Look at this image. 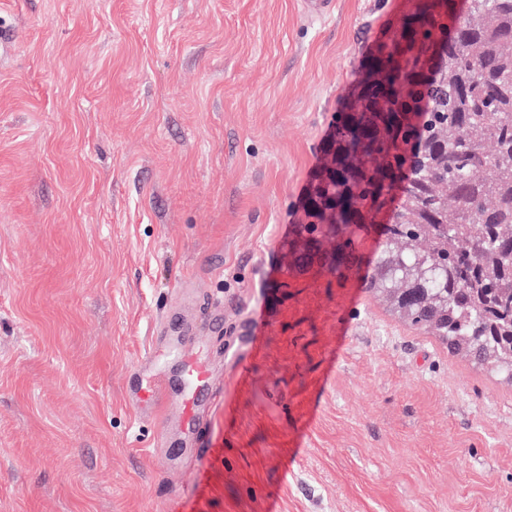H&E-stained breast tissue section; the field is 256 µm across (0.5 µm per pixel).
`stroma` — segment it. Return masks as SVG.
Masks as SVG:
<instances>
[{
	"instance_id": "stroma-1",
	"label": "stroma",
	"mask_w": 512,
	"mask_h": 512,
	"mask_svg": "<svg viewBox=\"0 0 512 512\" xmlns=\"http://www.w3.org/2000/svg\"><path fill=\"white\" fill-rule=\"evenodd\" d=\"M411 6L0 0V512H512V380L364 287L379 231L361 272H288ZM207 371L202 365L188 361L185 365L182 381L185 389L183 413L186 420L195 424L198 399L196 394L207 384Z\"/></svg>"
}]
</instances>
